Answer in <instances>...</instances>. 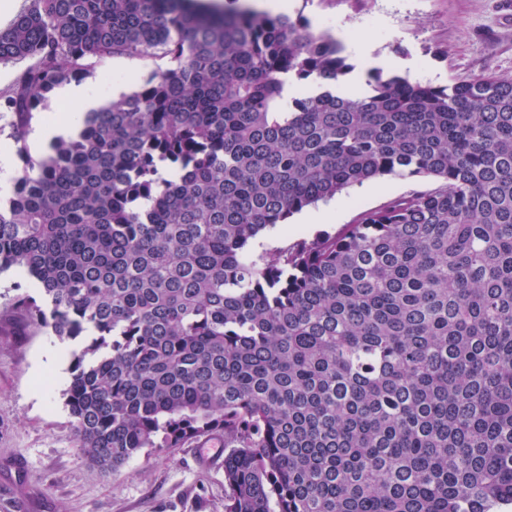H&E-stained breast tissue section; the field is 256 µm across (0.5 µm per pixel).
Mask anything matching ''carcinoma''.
I'll return each mask as SVG.
<instances>
[{
  "label": "carcinoma",
  "mask_w": 512,
  "mask_h": 512,
  "mask_svg": "<svg viewBox=\"0 0 512 512\" xmlns=\"http://www.w3.org/2000/svg\"><path fill=\"white\" fill-rule=\"evenodd\" d=\"M173 63L19 148L6 308L71 352L64 404L89 463L214 436L224 512H495L512 504V79L433 86L302 18L188 0H29L0 28L21 143L53 89L105 57ZM310 85L288 97V81ZM385 176L432 177L329 234L267 228ZM36 284L23 273L10 269L0 273V310L6 307L15 295L27 292L37 293Z\"/></svg>",
  "instance_id": "obj_1"
}]
</instances>
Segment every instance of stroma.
I'll return each mask as SVG.
<instances>
[{"instance_id": "stroma-1", "label": "stroma", "mask_w": 512, "mask_h": 512, "mask_svg": "<svg viewBox=\"0 0 512 512\" xmlns=\"http://www.w3.org/2000/svg\"><path fill=\"white\" fill-rule=\"evenodd\" d=\"M293 15L341 35L352 28L374 56H393L396 73L416 64L426 80L448 85L483 74L512 77V0H294ZM431 178H377L264 231L257 249L333 233L390 199L433 188ZM317 223H306L307 215ZM23 319L0 314V512H16L21 487L33 488L26 512H224V470L203 469L195 449L143 451L118 473L93 468L78 448L62 396L71 350Z\"/></svg>"}]
</instances>
